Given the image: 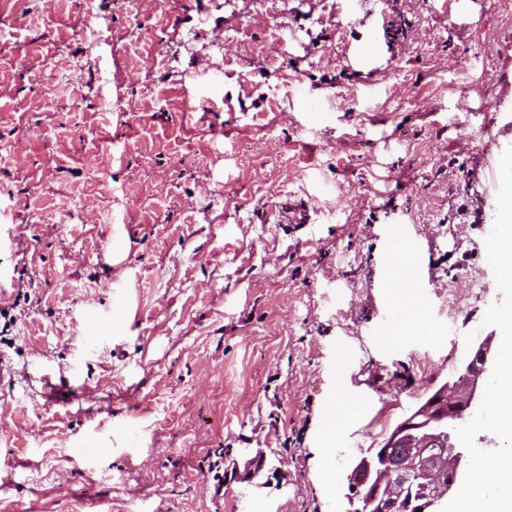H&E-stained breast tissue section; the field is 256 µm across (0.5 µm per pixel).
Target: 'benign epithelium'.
Here are the masks:
<instances>
[{
  "label": "benign epithelium",
  "instance_id": "7a95c632",
  "mask_svg": "<svg viewBox=\"0 0 512 512\" xmlns=\"http://www.w3.org/2000/svg\"><path fill=\"white\" fill-rule=\"evenodd\" d=\"M488 334L444 383L368 454L347 476L343 512H445L464 470L466 440L452 417L478 406L479 383L496 363Z\"/></svg>",
  "mask_w": 512,
  "mask_h": 512
}]
</instances>
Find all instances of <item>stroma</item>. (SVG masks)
<instances>
[{"mask_svg": "<svg viewBox=\"0 0 512 512\" xmlns=\"http://www.w3.org/2000/svg\"><path fill=\"white\" fill-rule=\"evenodd\" d=\"M510 33L498 0H0V512H339L512 310V45L463 71Z\"/></svg>", "mask_w": 512, "mask_h": 512, "instance_id": "35a3bbf8", "label": "stroma"}]
</instances>
